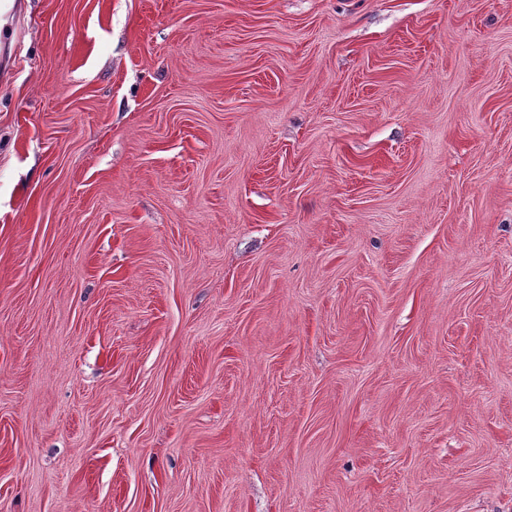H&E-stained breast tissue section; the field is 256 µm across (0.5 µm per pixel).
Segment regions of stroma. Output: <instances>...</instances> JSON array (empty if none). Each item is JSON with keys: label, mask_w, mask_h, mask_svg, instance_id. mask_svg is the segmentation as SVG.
Returning <instances> with one entry per match:
<instances>
[{"label": "stroma", "mask_w": 512, "mask_h": 512, "mask_svg": "<svg viewBox=\"0 0 512 512\" xmlns=\"http://www.w3.org/2000/svg\"><path fill=\"white\" fill-rule=\"evenodd\" d=\"M0 512H512V0H0Z\"/></svg>", "instance_id": "stroma-1"}]
</instances>
